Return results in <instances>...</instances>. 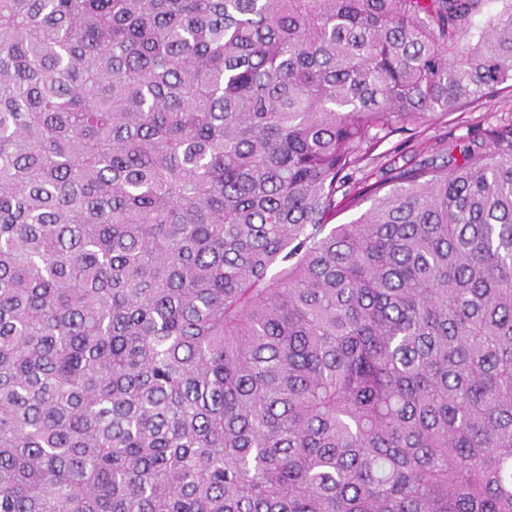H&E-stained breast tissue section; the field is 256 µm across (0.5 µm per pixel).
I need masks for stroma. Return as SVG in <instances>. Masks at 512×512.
<instances>
[{
  "label": "stroma",
  "instance_id": "1",
  "mask_svg": "<svg viewBox=\"0 0 512 512\" xmlns=\"http://www.w3.org/2000/svg\"><path fill=\"white\" fill-rule=\"evenodd\" d=\"M512 129V89L499 90L465 109L435 115L409 125L382 139L370 158L363 162L343 189L355 204L338 209L335 223L345 224L365 212L374 202L371 186L390 181L411 168L453 169L454 160L469 144L485 139L490 132Z\"/></svg>",
  "mask_w": 512,
  "mask_h": 512
}]
</instances>
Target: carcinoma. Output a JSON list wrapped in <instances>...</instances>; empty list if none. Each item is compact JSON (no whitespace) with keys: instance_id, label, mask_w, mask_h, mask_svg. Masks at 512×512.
I'll return each instance as SVG.
<instances>
[{"instance_id":"1","label":"carcinoma","mask_w":512,"mask_h":512,"mask_svg":"<svg viewBox=\"0 0 512 512\" xmlns=\"http://www.w3.org/2000/svg\"><path fill=\"white\" fill-rule=\"evenodd\" d=\"M512 0H0V512H512ZM512 129V89L499 90L491 98H483L465 109L442 116L437 114L417 125H407L382 139L370 158L360 165L346 186L337 194L341 200L355 199L354 207L338 208L330 224H345L373 204L375 197L368 189L388 182L403 169L454 168L453 158L460 150L485 139L491 131Z\"/></svg>"}]
</instances>
